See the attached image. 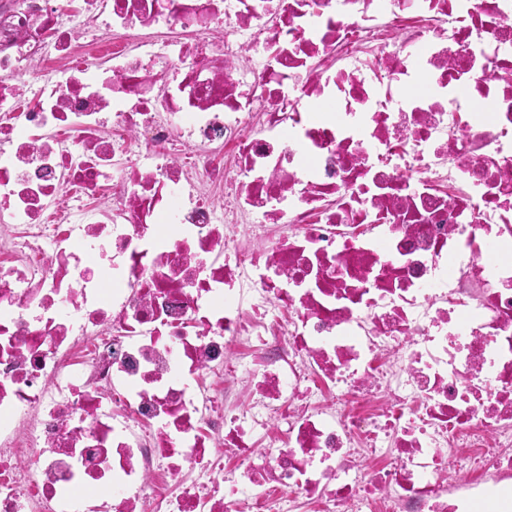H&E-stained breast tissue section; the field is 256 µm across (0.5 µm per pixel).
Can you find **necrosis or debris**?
Returning a JSON list of instances; mask_svg holds the SVG:
<instances>
[{"label": "necrosis or debris", "instance_id": "4bbe7bcc", "mask_svg": "<svg viewBox=\"0 0 512 512\" xmlns=\"http://www.w3.org/2000/svg\"><path fill=\"white\" fill-rule=\"evenodd\" d=\"M4 232L0 512H512V0H0Z\"/></svg>", "mask_w": 512, "mask_h": 512}]
</instances>
